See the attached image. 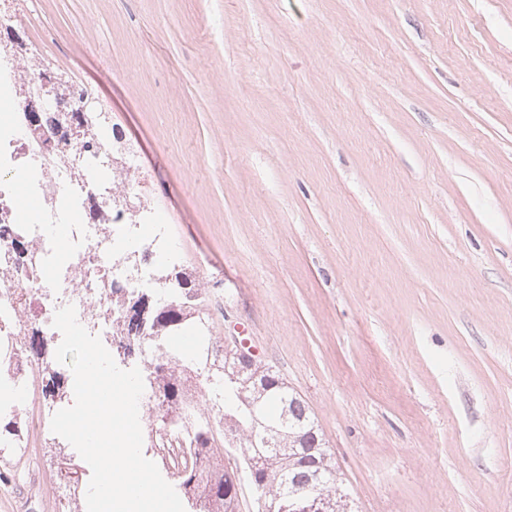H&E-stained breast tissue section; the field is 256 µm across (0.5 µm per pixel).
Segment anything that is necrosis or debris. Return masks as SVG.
<instances>
[{
  "label": "necrosis or debris",
  "instance_id": "4bbe7bcc",
  "mask_svg": "<svg viewBox=\"0 0 512 512\" xmlns=\"http://www.w3.org/2000/svg\"><path fill=\"white\" fill-rule=\"evenodd\" d=\"M28 0H0V97L11 112L0 128V340L20 343L34 327L51 331L56 310L72 305L78 321L93 335L118 342L112 330L115 313L108 293L113 280L147 288L149 270L165 243L161 234H136L132 255L138 269L113 253L112 241L124 226L150 224L144 196L135 195L139 174L133 150L112 126L99 125L104 111L94 89L70 85L56 94L46 91L51 70L39 42L15 43L29 23ZM48 118L32 124L30 113ZM88 115V136L107 143L112 162L99 177L97 157L80 147L76 136L54 124L60 113ZM26 181L37 198L38 211L23 217L16 184ZM30 241L33 258L23 265L8 259L11 235ZM14 380L26 404L27 427L43 435L56 411L36 393L40 381L38 360L19 354Z\"/></svg>",
  "mask_w": 512,
  "mask_h": 512
}]
</instances>
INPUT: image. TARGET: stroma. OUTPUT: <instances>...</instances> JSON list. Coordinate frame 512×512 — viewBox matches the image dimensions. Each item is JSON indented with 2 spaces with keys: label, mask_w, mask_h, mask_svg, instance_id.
Instances as JSON below:
<instances>
[{
  "label": "stroma",
  "mask_w": 512,
  "mask_h": 512,
  "mask_svg": "<svg viewBox=\"0 0 512 512\" xmlns=\"http://www.w3.org/2000/svg\"><path fill=\"white\" fill-rule=\"evenodd\" d=\"M136 152L217 340L308 403L354 512H512V0H30ZM63 450L0 454L47 512Z\"/></svg>",
  "instance_id": "stroma-1"
}]
</instances>
